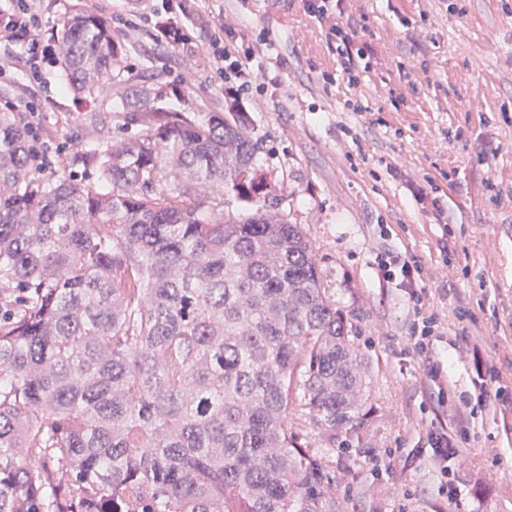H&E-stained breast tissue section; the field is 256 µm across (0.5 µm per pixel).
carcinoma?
Returning <instances> with one entry per match:
<instances>
[{
    "label": "carcinoma",
    "mask_w": 512,
    "mask_h": 512,
    "mask_svg": "<svg viewBox=\"0 0 512 512\" xmlns=\"http://www.w3.org/2000/svg\"><path fill=\"white\" fill-rule=\"evenodd\" d=\"M56 38L83 99L122 81L92 6ZM111 108L140 131L84 149L94 186L45 176L25 113L0 107V512H342L288 418L335 453L370 364L247 118L189 120L144 89Z\"/></svg>",
    "instance_id": "obj_1"
}]
</instances>
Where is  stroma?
Wrapping results in <instances>:
<instances>
[{
	"label": "stroma",
	"instance_id": "obj_1",
	"mask_svg": "<svg viewBox=\"0 0 512 512\" xmlns=\"http://www.w3.org/2000/svg\"><path fill=\"white\" fill-rule=\"evenodd\" d=\"M92 4L127 48L125 81L108 95L160 89L164 106L195 120L235 103L214 60L215 31L242 52L262 34L273 41L253 62L258 86L236 103L262 146L259 166L281 187L280 212L305 226L323 285L356 325L371 367L372 408L350 452L336 455L345 512H512V408L478 404L490 380L512 391V200L495 197L512 188V0H344L336 23L355 27L370 59L354 88L336 73L332 23L311 17L305 0ZM165 19L181 30L177 44L158 38ZM1 58L13 70L0 92L46 146L62 149L53 173L72 171L92 141L138 132L132 116L79 102L56 60L36 81L18 45L0 41ZM361 96L368 111L350 109ZM429 179L453 221L446 240L430 201L406 188ZM391 250L425 269L446 393L429 384L413 348L408 294L375 276ZM435 430L457 446L454 510L429 446Z\"/></svg>",
	"mask_w": 512,
	"mask_h": 512
}]
</instances>
